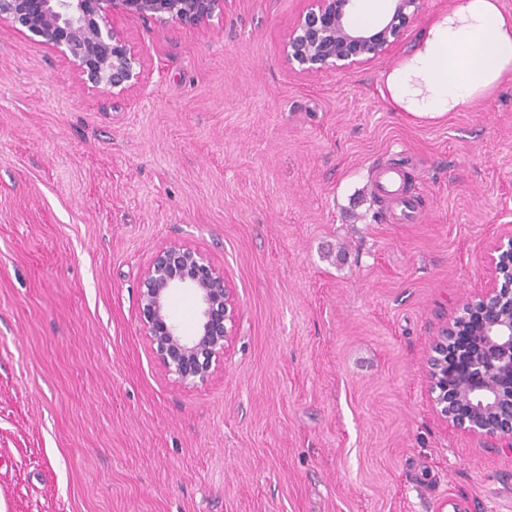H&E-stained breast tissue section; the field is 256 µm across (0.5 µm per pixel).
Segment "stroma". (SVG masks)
Instances as JSON below:
<instances>
[{
  "instance_id": "stroma-1",
  "label": "stroma",
  "mask_w": 512,
  "mask_h": 512,
  "mask_svg": "<svg viewBox=\"0 0 512 512\" xmlns=\"http://www.w3.org/2000/svg\"><path fill=\"white\" fill-rule=\"evenodd\" d=\"M460 2L312 75L283 55L304 0L120 16L142 78L113 95L0 25V512H512V455L446 423L427 374L512 225V77L436 118L385 85ZM391 166L420 222L372 195ZM170 243L238 306L198 388L140 327Z\"/></svg>"
}]
</instances>
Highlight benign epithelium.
<instances>
[{
    "mask_svg": "<svg viewBox=\"0 0 512 512\" xmlns=\"http://www.w3.org/2000/svg\"><path fill=\"white\" fill-rule=\"evenodd\" d=\"M310 2L284 46L288 66L304 74L348 68L382 54L423 5L393 0L380 26L358 29L348 22L354 0ZM223 15L224 0H0V24L39 38L102 92H125L141 80L138 58L114 28V18L206 26ZM489 265V286L466 299L434 343L429 392L444 421L512 453V230L495 238ZM181 290L197 300L190 333L170 309L171 297ZM236 317L224 270L204 254L186 244L153 253L140 285L139 319L155 360L176 382H207L224 358Z\"/></svg>",
    "mask_w": 512,
    "mask_h": 512,
    "instance_id": "1",
    "label": "benign epithelium"
}]
</instances>
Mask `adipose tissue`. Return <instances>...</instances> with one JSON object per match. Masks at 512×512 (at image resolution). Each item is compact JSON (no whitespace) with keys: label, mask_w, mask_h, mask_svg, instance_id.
I'll list each match as a JSON object with an SVG mask.
<instances>
[{"label":"adipose tissue","mask_w":512,"mask_h":512,"mask_svg":"<svg viewBox=\"0 0 512 512\" xmlns=\"http://www.w3.org/2000/svg\"><path fill=\"white\" fill-rule=\"evenodd\" d=\"M512 75V16L499 0H461L386 77L391 99L406 112L437 116L461 109Z\"/></svg>","instance_id":"adipose-tissue-1"}]
</instances>
